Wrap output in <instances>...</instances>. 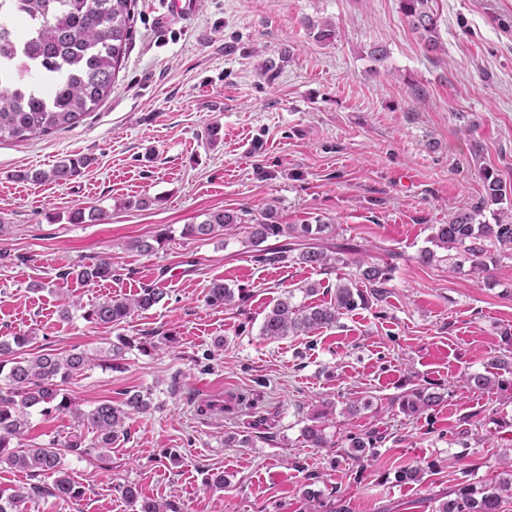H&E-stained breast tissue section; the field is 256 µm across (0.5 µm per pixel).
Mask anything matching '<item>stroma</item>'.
Listing matches in <instances>:
<instances>
[{
  "mask_svg": "<svg viewBox=\"0 0 512 512\" xmlns=\"http://www.w3.org/2000/svg\"><path fill=\"white\" fill-rule=\"evenodd\" d=\"M439 48L427 51L399 0H196L189 24H162V0H135L134 35L115 85L75 126L28 141L0 142V342L34 332L44 351L108 349L119 337L160 351H125L122 370L97 367L67 384L76 406L152 393L150 412L126 423L107 462L66 456L83 484L75 501L34 498L21 512H134L117 487L175 502L181 512H304L319 493L330 512H432L457 484L512 470V393L479 392L461 377L512 353V259L492 282L448 262L417 261L432 225L483 196L498 177L512 215V0H433ZM336 26L316 41L311 26ZM383 46V63L370 52ZM220 127L217 142L206 128ZM88 155L64 185L21 182V169ZM150 198L143 209L124 199ZM96 206L102 224H72ZM273 209L279 223L334 225L371 263L400 259L383 301L307 336L270 341L265 314L285 292L320 279L330 301L335 275L254 261L245 233L181 237L205 213ZM158 251L134 240L161 231ZM108 256V281L82 286L62 273ZM248 294L244 307L213 308L214 281ZM165 289L162 302L118 327L83 307ZM442 385L441 405L417 417L395 398L415 384ZM246 394L253 407L202 416L208 395ZM371 400L350 418V400ZM335 405L327 434L301 439L322 403ZM380 439L354 461L350 434ZM230 435L247 448L226 447ZM417 468L420 480L401 483ZM223 472L221 490H205Z\"/></svg>",
  "mask_w": 512,
  "mask_h": 512,
  "instance_id": "35a3bbf8",
  "label": "stroma"
}]
</instances>
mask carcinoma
<instances>
[{"mask_svg": "<svg viewBox=\"0 0 512 512\" xmlns=\"http://www.w3.org/2000/svg\"><path fill=\"white\" fill-rule=\"evenodd\" d=\"M10 3L14 16L0 10V140L24 141L48 135L77 124L109 94L132 40L133 0H0V7ZM432 0H400V9L411 29L424 39L427 50L438 47L437 15ZM92 164L87 156L65 158L49 170H19V181L66 184ZM485 195L479 202L448 216V223L437 224L419 251L423 264L439 260L437 251L448 252L457 268L470 263L471 273L490 278V265L512 256V221L496 216L495 223L481 220L488 204H499L505 193L501 181L484 174ZM104 210L89 206L72 211L71 224H97L104 221ZM247 229V241L253 258L259 263L294 262L318 274L336 273L333 300L322 304H296L294 291L279 299L264 316L260 335L268 340L288 336H307L330 328L342 315L372 302L387 293L393 266H379L360 258L362 248L350 243L323 244L335 227L332 224H280L276 214L267 210L255 215L248 209L238 212L224 209L206 214L198 224L183 225L180 236L211 239L236 225ZM283 238V244L264 248L270 238ZM168 233L152 240L137 239L132 247L152 253L167 240ZM354 272L344 273L342 269ZM112 261L107 257L81 266L76 282L95 284L112 278ZM166 296L162 288L147 287L131 297L106 298L84 312V318L103 325L119 326L133 314L158 305ZM214 308L247 301L244 291L215 282L205 297ZM120 344L106 352L90 354L76 348L61 353H42L33 358H18L0 384V462L22 470L34 479L29 486H18L0 495V512H19L31 497L60 500L79 499L84 487L64 467L67 453L79 457L103 458V452L127 436L126 420L151 409L149 395L129 391L118 404L103 401L87 412L78 411L62 385L83 375L94 365L121 367L124 348L134 340L119 338ZM512 374V357H497L486 363L484 371L464 377L465 384L476 391L502 388L508 384L503 374ZM445 393L435 387L414 386L394 398L407 416L422 414L441 404ZM38 412L75 415L87 434L66 435L47 447H25L29 416ZM333 404L328 403L309 418L301 429V438L309 448H327V422L333 420ZM376 437L348 436L351 458L361 459L374 448ZM118 489L136 507V512H179L173 502H160L145 496L137 487L120 484ZM512 498V479L485 483L458 484L446 499H436L434 512H504Z\"/></svg>", "mask_w": 512, "mask_h": 512, "instance_id": "carcinoma-1", "label": "carcinoma"}]
</instances>
